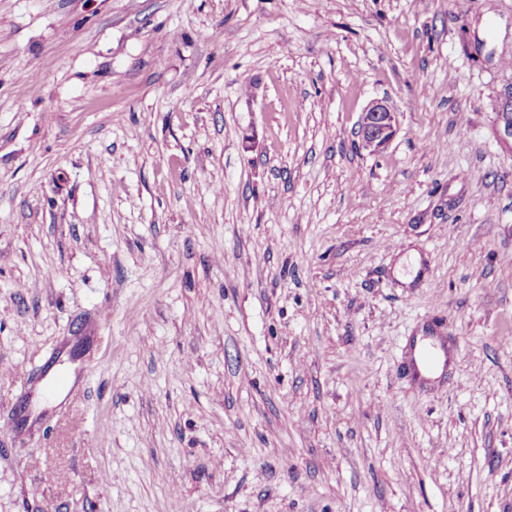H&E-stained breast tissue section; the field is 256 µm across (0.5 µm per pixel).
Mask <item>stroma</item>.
I'll return each instance as SVG.
<instances>
[{
    "instance_id": "1",
    "label": "stroma",
    "mask_w": 512,
    "mask_h": 512,
    "mask_svg": "<svg viewBox=\"0 0 512 512\" xmlns=\"http://www.w3.org/2000/svg\"><path fill=\"white\" fill-rule=\"evenodd\" d=\"M511 93L512 0H0V512H512ZM396 133V112L385 100H374L361 113L356 134L362 149L370 154L386 150Z\"/></svg>"
}]
</instances>
